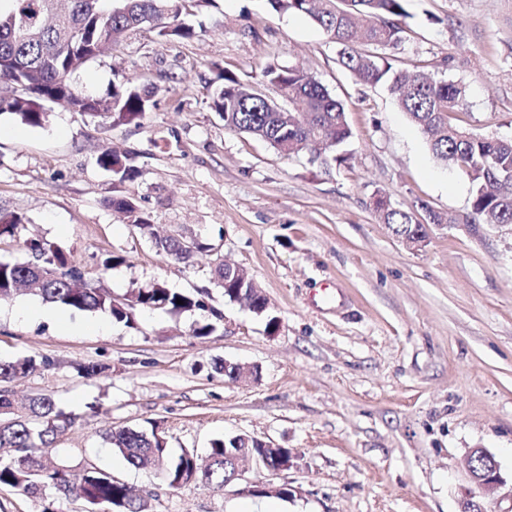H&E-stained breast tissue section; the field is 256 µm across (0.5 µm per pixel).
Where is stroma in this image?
Returning a JSON list of instances; mask_svg holds the SVG:
<instances>
[{"mask_svg": "<svg viewBox=\"0 0 512 512\" xmlns=\"http://www.w3.org/2000/svg\"><path fill=\"white\" fill-rule=\"evenodd\" d=\"M407 11L401 43L384 56L466 85L459 124L512 138V0H408ZM182 20L198 37L142 29L71 76L96 97L131 79L157 87L139 122L98 126L56 104L41 128L0 115V210L24 218L0 241V261L28 260L25 240L44 238L114 296L155 282L183 293L207 287L210 308L139 310L128 327L17 295L0 303V360L45 356L51 365L9 390L19 401L50 394L80 413L50 460L110 473L150 512H242L251 499L231 486L170 487L108 448L106 429L157 423L174 456L203 459L212 439L243 433L288 449L294 467L248 473L295 487L294 497L271 498L276 512H460L473 488L472 449L512 476V229L433 226L423 247L406 245L382 223L377 196L423 222L431 211H466L470 184L436 162L387 88L356 83L309 18L268 0H201ZM272 60L304 69L343 103L352 130L343 162L282 155L212 110L223 72L256 85ZM106 148L131 155L135 180L98 166ZM125 196L200 251L186 262L164 257L113 209ZM107 254L121 262L104 272ZM218 254L250 273L267 314L211 288ZM21 308L61 320L21 321ZM215 311L216 331L194 336ZM224 361L257 373L229 380L217 369ZM89 363L103 373L83 377ZM94 402L101 411L87 416ZM48 504L86 512L51 489L31 496L0 485V512Z\"/></svg>", "mask_w": 512, "mask_h": 512, "instance_id": "1", "label": "stroma"}]
</instances>
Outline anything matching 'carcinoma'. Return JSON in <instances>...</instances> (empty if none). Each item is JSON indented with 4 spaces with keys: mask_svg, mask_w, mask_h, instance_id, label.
Listing matches in <instances>:
<instances>
[{
    "mask_svg": "<svg viewBox=\"0 0 512 512\" xmlns=\"http://www.w3.org/2000/svg\"><path fill=\"white\" fill-rule=\"evenodd\" d=\"M47 0H10L0 9V114H10L31 127H43L49 120L46 103L66 98L84 116L99 124L120 125L138 121L152 105L158 88L147 89L130 80L124 91L109 97H92L79 92L70 82L71 72L80 64L96 59L107 47H114L127 34L149 28L161 38L195 36L180 21L181 13L195 0H68L65 10L43 8L37 35L26 34L27 11ZM407 0H268L278 12L303 14L320 27L338 47L341 64L361 83L384 84L398 106L427 135L436 160L445 167L465 173L471 182L470 210L446 215L430 214L437 224L512 223V140H490L454 122V114L467 109L466 87L436 80L419 73L397 70L376 49L397 45L408 17ZM261 84L273 89L278 98L224 74V86L214 90L211 108L224 126L268 142L290 157L306 153L311 162L328 166L341 159L340 149L350 140L343 104L314 76L299 69L270 62L262 68ZM25 81L22 96L5 94L11 85ZM97 164L121 181L137 175L131 156L105 151ZM382 222L397 236L415 233L413 217L382 200L376 201ZM113 206L131 218L139 232L155 240L165 257L184 262L190 257L180 240L160 237L154 225L130 199ZM23 217L0 211V238L12 237ZM25 246L37 262L51 273L40 275L27 262L0 261V301L11 299L24 287L35 288L50 304L73 310L106 313L128 326L134 310L161 308L180 313L206 310L210 293L173 291L163 283L131 289L119 300L103 288H92L71 256L55 243L31 239ZM213 284L224 297L234 300L238 280L224 272L219 262L211 270ZM182 300L183 304L176 303ZM51 362L26 356L0 362V382L47 368ZM79 415L62 407L52 396L39 394L19 407L9 391L0 390V448L13 454L0 458V485L36 494L50 486L63 495L76 489L91 507L109 512H149L148 502L131 494L127 486L98 471L76 470L64 464H43L44 453L57 436L71 428ZM111 448L136 468H158L169 486L194 483L224 485V457L237 451L230 437L211 441L209 463L197 464L194 453L185 451L169 457L154 427L125 428L105 433Z\"/></svg>",
    "mask_w": 512,
    "mask_h": 512,
    "instance_id": "obj_1",
    "label": "carcinoma"
}]
</instances>
